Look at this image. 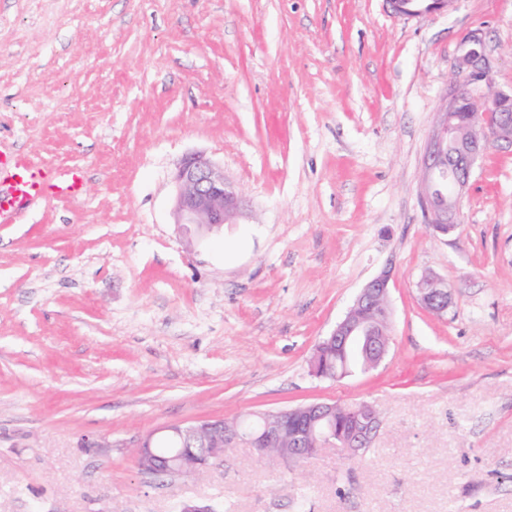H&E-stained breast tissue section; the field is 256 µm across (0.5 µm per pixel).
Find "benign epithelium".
<instances>
[{
	"mask_svg": "<svg viewBox=\"0 0 512 512\" xmlns=\"http://www.w3.org/2000/svg\"><path fill=\"white\" fill-rule=\"evenodd\" d=\"M457 0H427L424 8L413 10L416 17L428 12H449ZM466 49L459 57L457 71L448 94L439 105L435 122L423 156V179L420 198L430 217L431 227L446 235L460 221L463 191L476 167L493 146L512 148V111L504 104L511 93L491 88V66L484 41L477 33L464 39ZM466 104L475 117L460 122L454 112ZM453 143L459 164L444 170L439 159L445 145ZM451 181L448 209L434 206L438 179ZM176 194L173 207L175 223L189 237H204L219 232L226 224H236L247 215L246 201L237 186L224 176V169L202 156L186 159L175 174ZM391 272L388 269L368 281L356 295L344 317L329 335L342 352L354 343H363L365 369L377 367L390 348L391 307L389 304ZM422 304L442 315L451 303L448 283L435 275H425L418 283ZM288 416L296 424L292 436L294 448L278 459L289 469L298 466L299 459H309L320 449L331 445L356 456L369 447L380 425L379 411L374 404L362 401L348 411L337 402H314L261 417L260 428L249 435L224 427V419L212 418L165 429L175 447L161 454L153 447L154 435L149 434L134 444L136 465L146 474L163 473L171 476H194L224 461V444H243L260 457L267 448L279 442L278 425L273 417Z\"/></svg>",
	"mask_w": 512,
	"mask_h": 512,
	"instance_id": "7a95c632",
	"label": "benign epithelium"
}]
</instances>
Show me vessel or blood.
I'll return each instance as SVG.
<instances>
[{
	"label": "vessel or blood",
	"instance_id": "obj_1",
	"mask_svg": "<svg viewBox=\"0 0 512 512\" xmlns=\"http://www.w3.org/2000/svg\"><path fill=\"white\" fill-rule=\"evenodd\" d=\"M84 175L66 171L51 175L24 163H14L7 175H0V220L29 208L50 196L79 198Z\"/></svg>",
	"mask_w": 512,
	"mask_h": 512
}]
</instances>
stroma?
Instances as JSON below:
<instances>
[{"label":"stroma","mask_w":512,"mask_h":512,"mask_svg":"<svg viewBox=\"0 0 512 512\" xmlns=\"http://www.w3.org/2000/svg\"><path fill=\"white\" fill-rule=\"evenodd\" d=\"M472 32L512 93V0L409 19L384 0H0V160L84 175L79 199L0 223V512H512V151L475 168L453 233L419 201ZM194 154L250 214L190 242L173 176ZM387 266L384 361L313 376ZM427 272L445 314L419 299ZM315 401L375 404L370 447L137 469L132 441L160 427ZM418 291L425 308L438 315L448 311L451 289L447 282L435 275H425L418 283Z\"/></svg>","instance_id":"obj_1"}]
</instances>
